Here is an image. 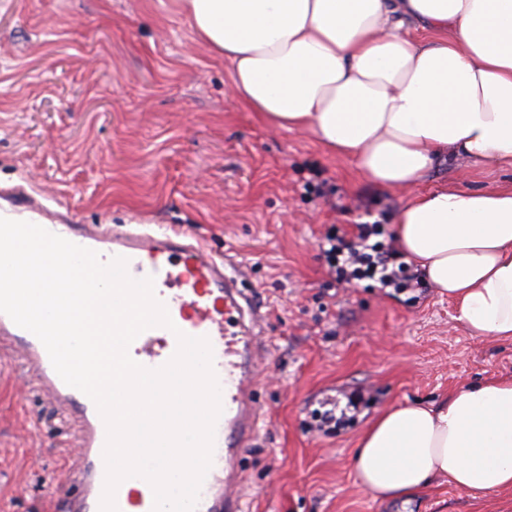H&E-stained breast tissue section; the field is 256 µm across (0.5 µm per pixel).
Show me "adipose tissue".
<instances>
[{
    "label": "adipose tissue",
    "instance_id": "obj_1",
    "mask_svg": "<svg viewBox=\"0 0 512 512\" xmlns=\"http://www.w3.org/2000/svg\"><path fill=\"white\" fill-rule=\"evenodd\" d=\"M270 127L411 194L394 240L469 335L512 343V186L421 190L437 165L512 167V0H176ZM425 30L405 33L408 23ZM351 467L375 499L435 481L512 491V378L381 412Z\"/></svg>",
    "mask_w": 512,
    "mask_h": 512
}]
</instances>
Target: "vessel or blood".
Wrapping results in <instances>:
<instances>
[{"instance_id": "b4317fda", "label": "vessel or blood", "mask_w": 512, "mask_h": 512, "mask_svg": "<svg viewBox=\"0 0 512 512\" xmlns=\"http://www.w3.org/2000/svg\"><path fill=\"white\" fill-rule=\"evenodd\" d=\"M0 216L41 226L97 252L105 261L124 257L133 279L153 277L155 295L166 306L174 326L153 327L135 339L134 353L141 365L151 369L164 365L177 349L176 332L209 340L222 413L215 425L212 462L196 512H244L241 462L259 432L260 403L252 379L261 356L265 315L241 292L239 266H228L226 258L174 228L76 224L65 217L45 216L35 205L14 197ZM0 344L8 346L14 358L35 374L41 394L77 424L69 481L55 498L57 512H100L107 430L96 405L59 377L34 334L3 313ZM115 502L118 512H153V491L145 479L132 477L118 486Z\"/></svg>"}]
</instances>
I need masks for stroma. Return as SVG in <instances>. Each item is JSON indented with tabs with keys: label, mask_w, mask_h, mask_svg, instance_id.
Masks as SVG:
<instances>
[{
	"label": "stroma",
	"mask_w": 512,
	"mask_h": 512,
	"mask_svg": "<svg viewBox=\"0 0 512 512\" xmlns=\"http://www.w3.org/2000/svg\"><path fill=\"white\" fill-rule=\"evenodd\" d=\"M230 79L172 0H0V188L81 224L180 225L243 265L269 338L245 512H512V491L477 500L435 483L406 503L358 484L350 457L371 420L512 376V344L469 336L425 284L337 282L326 238L377 224L393 243L409 190L363 183L307 135L269 128L226 94ZM452 183L508 185L512 170L444 163L423 186ZM74 433L0 346V512H43Z\"/></svg>",
	"instance_id": "obj_1"
}]
</instances>
